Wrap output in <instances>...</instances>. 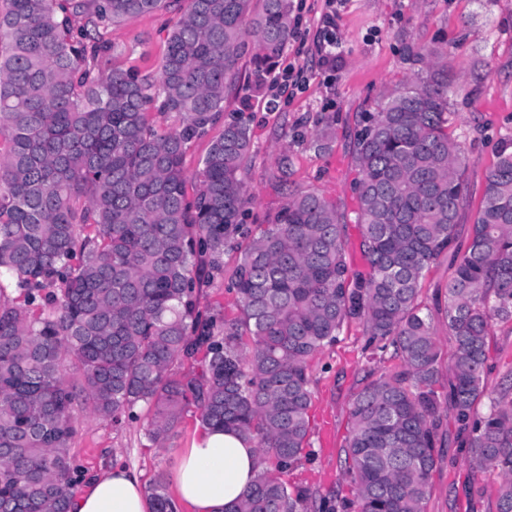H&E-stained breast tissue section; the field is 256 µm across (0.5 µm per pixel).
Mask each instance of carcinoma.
I'll list each match as a JSON object with an SVG mask.
<instances>
[{"instance_id": "1", "label": "carcinoma", "mask_w": 512, "mask_h": 512, "mask_svg": "<svg viewBox=\"0 0 512 512\" xmlns=\"http://www.w3.org/2000/svg\"><path fill=\"white\" fill-rule=\"evenodd\" d=\"M181 0H0V509L69 512L79 416L120 429L153 408L163 448L190 406L258 448L236 512H425L452 412L469 465L496 474L512 512V370L490 376L489 337L512 324V143L486 176L464 253L465 157L449 132L446 53L359 115L354 223L366 269L347 259L346 217L315 189L255 236L231 288L239 314L197 305L248 201L240 120L210 140L196 182L184 158L223 117L254 42L256 81L291 36V0H187L157 70H100L106 29ZM178 125L159 131L151 111ZM444 300L422 306L442 259ZM358 320L367 367L340 449L355 500L292 486L307 457L310 361ZM454 341L441 394L438 326ZM448 409H443L441 399ZM155 512H177L164 478Z\"/></svg>"}]
</instances>
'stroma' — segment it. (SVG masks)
I'll return each mask as SVG.
<instances>
[{
    "instance_id": "stroma-1",
    "label": "stroma",
    "mask_w": 512,
    "mask_h": 512,
    "mask_svg": "<svg viewBox=\"0 0 512 512\" xmlns=\"http://www.w3.org/2000/svg\"><path fill=\"white\" fill-rule=\"evenodd\" d=\"M293 33L277 68L300 69L303 87L288 101L273 103L269 86L252 82L251 56L239 63V82L224 100L225 120L243 119L250 130L251 154L243 174L253 195L245 207L243 229L222 258L223 271L198 298L203 310L238 315L228 283L251 233L267 224L286 204L288 188H314L348 214L356 202L352 186L359 177L352 157L360 113L411 76L404 47L414 43L447 51L454 103L451 126L466 154L467 206L458 245H467L486 176L505 142L512 140V0H338L336 69L322 66L314 42L322 27L324 0H292ZM181 15L175 7L142 14L109 27L114 49L103 71L114 68L145 75L155 70L170 31ZM364 337L348 323L339 342L311 364L310 410L313 455L288 473L290 483L351 497L335 451L325 452L321 434L331 427L334 443L347 434L348 412L364 364ZM123 429L84 415L73 448L86 473L115 458L143 474L145 485L169 475L176 449L187 447L198 420L184 411L166 447L147 435L152 417L146 406ZM446 443L431 477L426 512H496L493 475L469 467L460 451L457 425L445 418Z\"/></svg>"
}]
</instances>
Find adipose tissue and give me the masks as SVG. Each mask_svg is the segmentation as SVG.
<instances>
[{
  "label": "adipose tissue",
  "instance_id": "ef3b65f1",
  "mask_svg": "<svg viewBox=\"0 0 512 512\" xmlns=\"http://www.w3.org/2000/svg\"><path fill=\"white\" fill-rule=\"evenodd\" d=\"M258 471L257 451L235 432L195 428L172 468L173 499L186 512H234ZM71 512H154L141 473L114 464L93 473Z\"/></svg>",
  "mask_w": 512,
  "mask_h": 512
}]
</instances>
